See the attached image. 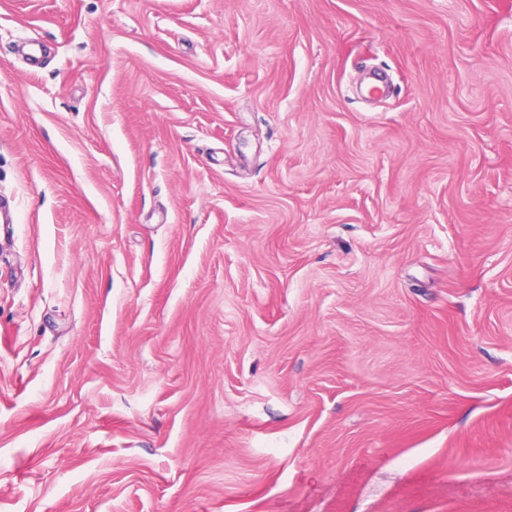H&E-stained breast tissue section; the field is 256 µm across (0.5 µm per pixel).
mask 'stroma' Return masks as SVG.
<instances>
[{
  "label": "stroma",
  "mask_w": 512,
  "mask_h": 512,
  "mask_svg": "<svg viewBox=\"0 0 512 512\" xmlns=\"http://www.w3.org/2000/svg\"><path fill=\"white\" fill-rule=\"evenodd\" d=\"M4 198L0 512H512V0H0Z\"/></svg>",
  "instance_id": "35a3bbf8"
}]
</instances>
